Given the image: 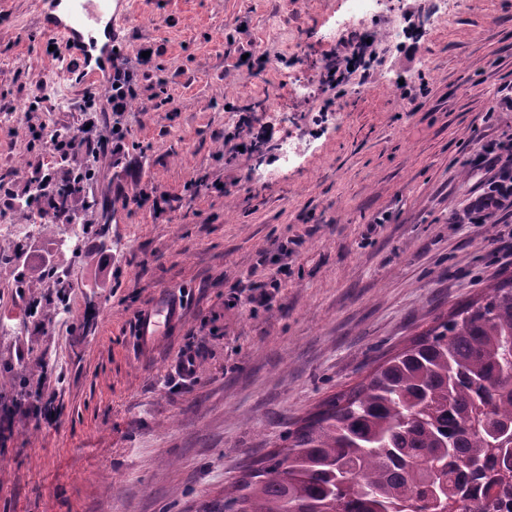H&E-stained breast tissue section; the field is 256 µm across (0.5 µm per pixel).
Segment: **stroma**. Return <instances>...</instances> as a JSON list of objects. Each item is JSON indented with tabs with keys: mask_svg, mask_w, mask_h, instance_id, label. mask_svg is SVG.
Returning a JSON list of instances; mask_svg holds the SVG:
<instances>
[{
	"mask_svg": "<svg viewBox=\"0 0 512 512\" xmlns=\"http://www.w3.org/2000/svg\"><path fill=\"white\" fill-rule=\"evenodd\" d=\"M129 9L128 57L158 55L130 111L99 125L125 128L136 169L100 158L80 239L63 224L19 233L24 215L0 212V512H204L323 401L512 279V226L468 219L487 178L472 159L512 137V0H379L356 19L347 0ZM44 11L0 0V185L19 194L51 159L28 125L84 121L82 60L54 45ZM339 27L373 37L371 76L323 87ZM240 131L258 142L235 155ZM204 176L223 189L196 194ZM119 184L174 209L123 206ZM163 296L182 320L140 349L138 317Z\"/></svg>",
	"mask_w": 512,
	"mask_h": 512,
	"instance_id": "obj_1",
	"label": "stroma"
}]
</instances>
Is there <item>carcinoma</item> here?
<instances>
[{
  "mask_svg": "<svg viewBox=\"0 0 512 512\" xmlns=\"http://www.w3.org/2000/svg\"><path fill=\"white\" fill-rule=\"evenodd\" d=\"M206 512H495L512 490V287L336 395Z\"/></svg>",
  "mask_w": 512,
  "mask_h": 512,
  "instance_id": "1",
  "label": "carcinoma"
}]
</instances>
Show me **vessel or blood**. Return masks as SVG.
I'll use <instances>...</instances> for the list:
<instances>
[{
    "instance_id": "obj_1",
    "label": "vessel or blood",
    "mask_w": 512,
    "mask_h": 512,
    "mask_svg": "<svg viewBox=\"0 0 512 512\" xmlns=\"http://www.w3.org/2000/svg\"><path fill=\"white\" fill-rule=\"evenodd\" d=\"M45 28L67 49L84 45L96 29H103L105 41L95 59L84 60L79 82L100 83L112 74V48L118 27L127 21L126 10H115L111 0H50ZM182 315L178 301L168 299L146 310L138 321L137 338L141 349H149L163 336L166 326Z\"/></svg>"
}]
</instances>
